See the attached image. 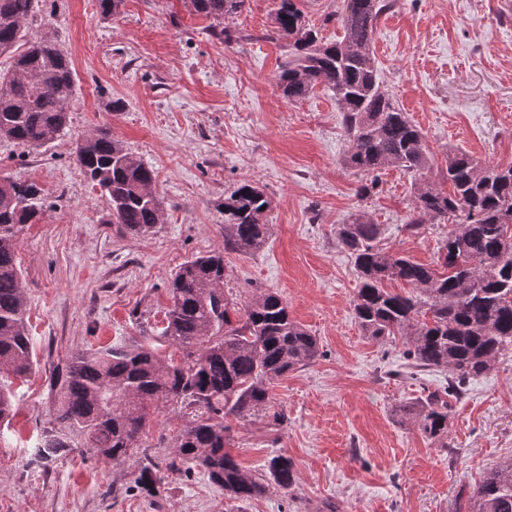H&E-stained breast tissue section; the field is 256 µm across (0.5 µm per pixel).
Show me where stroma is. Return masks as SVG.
<instances>
[{"label":"stroma","instance_id":"obj_1","mask_svg":"<svg viewBox=\"0 0 512 512\" xmlns=\"http://www.w3.org/2000/svg\"><path fill=\"white\" fill-rule=\"evenodd\" d=\"M323 41L343 36L342 0H300ZM277 0H247L220 23L189 0H123L102 18L98 0H43L30 33L51 40L75 67L78 90L65 135L40 148L0 138V176L29 179L46 199L22 231L17 261L36 364L14 380L17 413L0 426V512H225L224 491L202 470H168L155 495L136 483L144 456H166L184 419L166 404L139 446L112 463L89 449L31 468L50 410L49 372L70 353L119 344L159 323L167 288L185 260L224 249V199L242 180L271 202L266 245L227 257L226 296L277 292L319 343L310 364L270 388L288 416L234 424L229 449L263 473L282 452L293 489L273 486L243 512H457L484 474L512 459V351L462 393L444 369H420L405 338L364 334L353 315L358 280L336 227L367 211L381 246L429 264L445 224L405 225L420 180H440L449 151L512 165V0H396L378 19V78L426 136L425 176L399 167L364 178L346 167L348 137L332 92L284 99L276 75L288 43L274 32ZM109 130L152 167L164 203L153 233L125 234L77 166L78 137ZM442 394L448 432L424 434L405 405Z\"/></svg>","mask_w":512,"mask_h":512}]
</instances>
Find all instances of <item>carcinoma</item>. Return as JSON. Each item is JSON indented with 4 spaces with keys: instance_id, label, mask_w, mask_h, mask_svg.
<instances>
[{
    "instance_id": "cac0c4a2",
    "label": "carcinoma",
    "mask_w": 512,
    "mask_h": 512,
    "mask_svg": "<svg viewBox=\"0 0 512 512\" xmlns=\"http://www.w3.org/2000/svg\"><path fill=\"white\" fill-rule=\"evenodd\" d=\"M247 0H190L207 18L226 20ZM394 0H343L341 40L322 43L304 20L296 0H278L276 34L288 41V57L276 78L282 96L294 101L324 85L334 93L349 138L345 164L370 175L390 166L420 174L430 168L425 135L396 100L382 89L373 58L379 15ZM38 0H0V56L11 59L0 72V138L41 147L68 125V104L76 92L71 61L45 38L29 39L25 25ZM25 48L15 52L19 43ZM73 154L89 182L110 203V222L140 236L162 221L163 208L151 167L133 159L123 144L101 130L78 139ZM442 178L448 190L428 182L417 187L405 228L456 224L428 265L379 247L382 225L365 211L336 228L338 242L354 260L359 281L354 312L363 332L374 338L402 336L419 368H446L448 388L461 392L512 350V166L481 163L466 152L448 154ZM0 183V372L17 379L32 370L33 342L17 264L19 236L36 224L45 203L39 186L3 177ZM270 200L251 181L224 198V253L183 262L168 290L162 327L129 343L70 354L49 376L52 412L29 459L33 468L90 448L104 460L120 462L139 447L140 434L159 403L176 402L195 415L174 438L173 456H147L139 487L155 493L163 469L199 468L224 488L233 502H248L274 484L297 483L284 454L256 476L234 459L229 419L258 416L279 423L271 383L311 363L319 353L314 336L269 289L243 301L224 293V255L247 253L268 238ZM392 281L412 292L394 293ZM164 346L180 352L165 360ZM14 391L0 384V425L11 420ZM431 438L447 432L448 404L431 396L407 408ZM464 512H512V461L488 471L468 496Z\"/></svg>"
}]
</instances>
